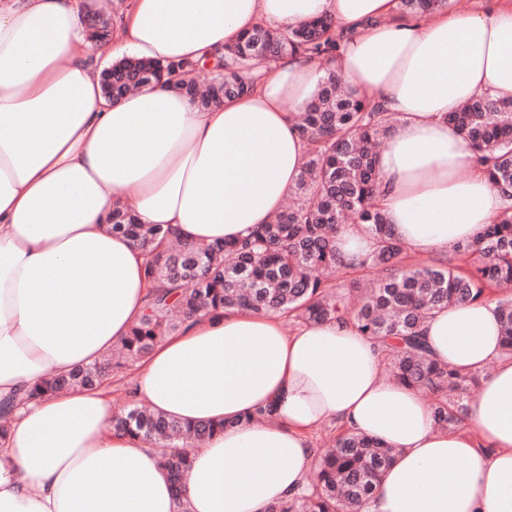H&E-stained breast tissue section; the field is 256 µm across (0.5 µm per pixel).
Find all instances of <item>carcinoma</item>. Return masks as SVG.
<instances>
[{"mask_svg":"<svg viewBox=\"0 0 512 512\" xmlns=\"http://www.w3.org/2000/svg\"><path fill=\"white\" fill-rule=\"evenodd\" d=\"M446 3L397 0V11L402 17H420ZM343 38L329 19L310 20L287 31L258 24L224 48L206 87L200 86L198 76L207 65L194 66L193 77L180 89L207 107L250 91L255 81L250 73L289 53L326 61V76L316 96L296 117L308 152L295 201L244 242L191 248L167 241L162 225L139 224L128 207H114L112 232L156 253L147 269L156 291L120 342L118 355L109 353L68 373L51 375L29 397L99 387L147 359L166 335L194 315L241 309L303 322L348 316L362 335L388 345L389 377L430 396L438 428L451 429L464 419L480 375L461 374L430 359L419 328L434 311L497 297L512 283V101L481 91L448 113V121L492 187L508 201L502 215L485 225L475 240L455 245L446 259L412 260L375 201L377 145L395 118L380 105L355 97L329 67ZM186 67L125 59L112 65V78L102 77V85L116 101L159 82L165 72ZM347 217L362 225L374 242L372 252L354 270L342 263L333 244ZM353 271L358 273L354 291L360 293L356 308L350 307L351 294L336 290L332 283L334 275ZM498 303L503 352L512 357V297H498ZM129 397L131 403L115 417V427L160 444V464L182 507V479L191 458L180 443L201 442L216 425L184 424L134 400L132 391ZM395 455V449L377 439L344 432L333 447L318 454L316 481L265 512H360Z\"/></svg>","mask_w":512,"mask_h":512,"instance_id":"1","label":"carcinoma"}]
</instances>
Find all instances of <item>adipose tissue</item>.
<instances>
[{
	"instance_id": "1",
	"label": "adipose tissue",
	"mask_w": 512,
	"mask_h": 512,
	"mask_svg": "<svg viewBox=\"0 0 512 512\" xmlns=\"http://www.w3.org/2000/svg\"><path fill=\"white\" fill-rule=\"evenodd\" d=\"M82 0H0V512H178L154 449L113 427L111 386L25 400L48 375L109 353L142 315L148 257L112 233L114 203L189 245L239 241L281 211L307 144L292 117L324 77L280 59L247 94L204 108L161 82L104 97L102 71L138 57L201 62L262 23L317 17L346 37L335 67L397 121L376 159L379 205L420 254L475 238L504 201L445 114L486 90L512 101V5L396 15L395 0H135L94 44ZM429 357L480 375L462 427L437 429L421 390L389 379L352 321L232 310L201 315L137 368V399L185 423L224 422L196 443L188 512H265L307 482L325 422L397 455L362 512H512V357L498 303L433 312ZM273 408V422L255 420Z\"/></svg>"
}]
</instances>
